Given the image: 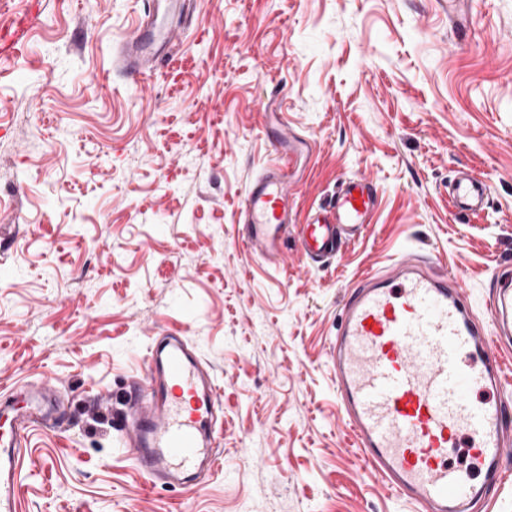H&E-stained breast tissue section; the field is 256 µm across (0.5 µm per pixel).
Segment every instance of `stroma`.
I'll list each match as a JSON object with an SVG mask.
<instances>
[{
	"mask_svg": "<svg viewBox=\"0 0 512 512\" xmlns=\"http://www.w3.org/2000/svg\"><path fill=\"white\" fill-rule=\"evenodd\" d=\"M146 0H0V389L56 384L19 512H406L364 467L329 345L351 285L428 255L485 312L512 265V0H191L148 87L113 60ZM305 142L298 219L357 173L360 239L272 267L239 203L275 157L268 100ZM471 171L485 213L448 183ZM179 332L221 388L228 472L145 492L112 414L152 337ZM488 186L468 170H459L448 183V197L454 210L463 215L478 214L486 209Z\"/></svg>",
	"mask_w": 512,
	"mask_h": 512,
	"instance_id": "1",
	"label": "stroma"
}]
</instances>
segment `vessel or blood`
Here are the masks:
<instances>
[{
	"label": "vessel or blood",
	"mask_w": 512,
	"mask_h": 512,
	"mask_svg": "<svg viewBox=\"0 0 512 512\" xmlns=\"http://www.w3.org/2000/svg\"><path fill=\"white\" fill-rule=\"evenodd\" d=\"M123 43L121 71L145 83L170 53V31L151 36L159 0ZM275 161L248 184L239 206L247 251L280 266L286 233L295 229L313 262L333 259L355 240L376 209L379 187L366 175L342 180L331 206L296 221L290 191L293 142L288 118L274 132ZM449 201L463 215L483 212L488 186L466 170L448 184ZM487 318L436 261L406 253L385 270L358 280L342 308L329 364L342 418L366 469L415 512H474L487 508L512 455V392L499 353L512 337V278L494 276ZM222 402L217 384L184 337H154L125 407L114 417L121 447L130 449L146 490L187 487L201 471L223 466ZM0 424V512H16L24 487V450L31 413L13 412ZM466 448L485 471L483 483L449 463V449Z\"/></svg>",
	"instance_id": "vessel-or-blood-1"
}]
</instances>
